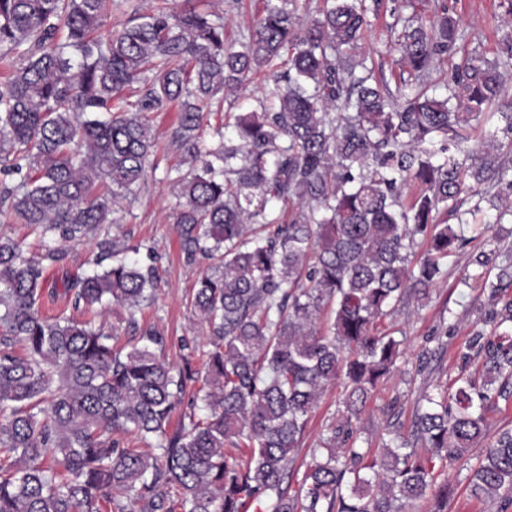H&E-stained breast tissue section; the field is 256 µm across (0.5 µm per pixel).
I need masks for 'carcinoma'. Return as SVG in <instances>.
Wrapping results in <instances>:
<instances>
[{"mask_svg": "<svg viewBox=\"0 0 512 512\" xmlns=\"http://www.w3.org/2000/svg\"><path fill=\"white\" fill-rule=\"evenodd\" d=\"M109 2L0 0V60L12 65L0 85V173L20 176L0 193L7 215L43 239L37 260L0 236V512H403L428 497V512H445L451 490L436 464L468 457L493 402L512 397V332L501 329L512 323L502 296L512 261L478 273L493 324L473 338L481 373L463 367L422 393L410 438L390 439L378 458L356 447L352 421L402 357L378 323L427 299L449 257L512 217V138L487 139L499 124L512 135V37L434 83L465 34L448 8L430 18L415 5L393 23L407 77L392 91L365 52L379 0H324L309 19L295 0H261L238 49L207 0L176 11L160 0L106 38ZM254 79L262 94L224 113L207 142L205 112ZM174 105L172 145L188 165L175 178L174 224L186 261L213 260L191 300L202 335L183 345L177 370L156 329L125 353L112 345L105 308L132 313L152 299L157 269L109 238L94 269L62 279L87 318L40 313L56 243L112 223L145 178L148 114ZM470 178L500 203L494 220L478 202L464 208ZM337 382L342 421L291 493L290 452ZM468 487L512 503V428L479 456Z\"/></svg>", "mask_w": 512, "mask_h": 512, "instance_id": "carcinoma-1", "label": "carcinoma"}]
</instances>
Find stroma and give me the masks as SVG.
Listing matches in <instances>:
<instances>
[{
  "label": "stroma",
  "instance_id": "35a3bbf8",
  "mask_svg": "<svg viewBox=\"0 0 512 512\" xmlns=\"http://www.w3.org/2000/svg\"><path fill=\"white\" fill-rule=\"evenodd\" d=\"M430 6H447L449 14L459 18L467 33L466 49H479L493 55L499 40L508 32L501 25L503 9L500 0H429ZM257 0H211L210 8L223 15L224 35L235 43L247 33L257 11ZM391 0H383L367 37L376 67L381 68L388 85H395L401 67L389 55L386 44L394 21ZM155 134L154 153L147 177L137 196L120 200L109 236L124 245H142V263H154L159 282L154 297L135 312L112 306L105 313L107 326L116 328L117 348L128 347L133 335L129 320L140 327L154 328L164 335L163 355L173 366H180L184 351L183 338L197 335L198 327L191 312L190 301L200 276L210 262L197 257L187 262L180 250L173 213L178 197L174 185L175 169L181 157L171 144L176 125L175 112H155L151 115ZM512 243V221L493 225L482 238L476 239L449 259L444 273L429 298L409 302L393 317L384 319V331H403L407 341L400 369L385 381L370 400L360 418L353 423L358 447L377 454L382 450L388 431L401 434L411 431L415 400L424 389L449 386L454 381L468 352L475 332L490 331L486 321L488 304L480 280L473 278L470 260L474 254L489 251L493 241ZM60 248L62 262L49 269L44 288L49 292L60 282L63 274L76 269L88 270L98 253L95 241L64 242ZM342 387L329 386L309 416L307 428L298 448L293 452L295 475H302V465L309 461L326 425L340 421ZM487 438L477 443L471 456L449 463L443 475L453 486L448 500V512H502L497 501H479L471 497L468 476L478 455L487 448L488 437L499 430L512 428V400L496 399L487 413Z\"/></svg>",
  "mask_w": 512,
  "mask_h": 512
}]
</instances>
